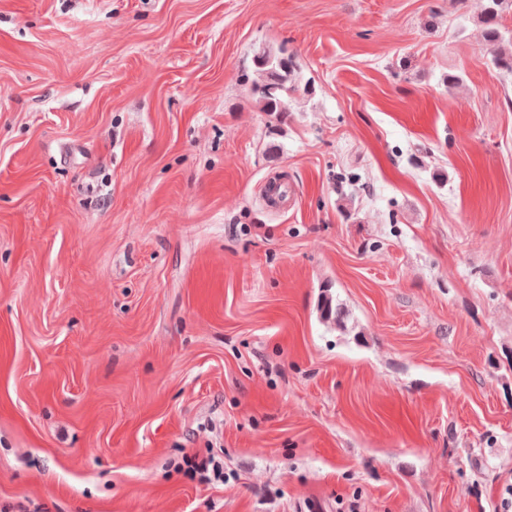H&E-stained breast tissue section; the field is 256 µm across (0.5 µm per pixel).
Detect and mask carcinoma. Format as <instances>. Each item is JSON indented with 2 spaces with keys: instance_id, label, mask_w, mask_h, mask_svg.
<instances>
[{
  "instance_id": "cac0c4a2",
  "label": "carcinoma",
  "mask_w": 512,
  "mask_h": 512,
  "mask_svg": "<svg viewBox=\"0 0 512 512\" xmlns=\"http://www.w3.org/2000/svg\"><path fill=\"white\" fill-rule=\"evenodd\" d=\"M512 9V0H486L482 23L484 39L490 45L503 41L500 27L502 13ZM252 71L242 74V80L249 84V89L261 105V111L273 116L277 122L288 120L292 103L299 92L308 91V83L303 81L294 55L285 48L274 50L262 48L253 56Z\"/></svg>"
}]
</instances>
